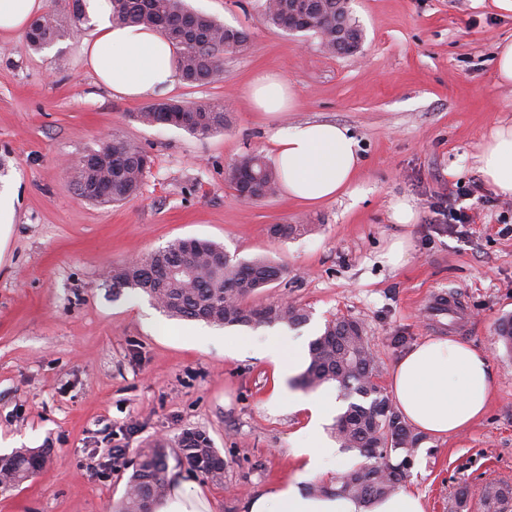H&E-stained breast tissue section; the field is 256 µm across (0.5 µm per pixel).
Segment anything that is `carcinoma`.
I'll use <instances>...</instances> for the list:
<instances>
[{"mask_svg": "<svg viewBox=\"0 0 512 512\" xmlns=\"http://www.w3.org/2000/svg\"><path fill=\"white\" fill-rule=\"evenodd\" d=\"M112 24L143 25L158 29L178 49L180 79L189 84L211 83L223 74L224 54L244 49L249 33L228 27L215 18L191 9L185 0H111ZM307 8L306 25L298 33L320 38L329 32L326 48L348 55L357 52L363 29L351 16L349 0H264L266 21L288 31V18ZM63 17L47 15L32 22L27 33L30 45L41 49L64 37L68 21L81 20V0H62ZM188 108L191 124L186 131L207 137L231 123L230 112L218 101L192 102L168 99L134 113L143 125H169L174 112ZM96 163L88 168L79 162L73 181L79 196L97 203H120L141 188L150 155L139 146L117 139L90 153ZM227 181L239 190L242 179L253 182V196L262 201L273 196L280 176L265 160L253 153L240 156L227 170ZM311 231L309 224H274L269 232L288 238ZM282 267L265 258L234 260L223 246L196 238L178 239L165 248L112 266L106 284L120 290L139 289L172 318L203 321L217 327L258 328L283 324L298 326L309 319L307 310L281 302L254 305L249 299L278 281ZM497 340L512 352V317L500 320ZM376 375L364 326L346 318L330 320L322 334L309 346L308 363L295 385L313 391L325 384L336 385L347 401L334 425L340 446L356 450L366 462L345 471L336 480L334 492L364 503L395 492L405 477L410 458L422 436L412 431L372 378ZM180 458L193 471L214 483L224 482V460L204 431L188 430L179 439ZM43 448H17L0 457V475L21 484L38 472L45 462ZM167 449L156 444L142 448L128 480L123 498L113 512H148L168 491ZM484 512H512V485L490 481L480 489Z\"/></svg>", "mask_w": 512, "mask_h": 512, "instance_id": "cac0c4a2", "label": "carcinoma"}]
</instances>
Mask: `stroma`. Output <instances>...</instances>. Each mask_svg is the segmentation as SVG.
<instances>
[{
    "mask_svg": "<svg viewBox=\"0 0 512 512\" xmlns=\"http://www.w3.org/2000/svg\"><path fill=\"white\" fill-rule=\"evenodd\" d=\"M224 25L245 29L247 48L224 56L222 77L165 95L185 102L230 101L228 129L205 138L170 125L145 126L146 99L117 96L87 70L78 28L40 50L26 32L0 40V198L13 211L0 226V439L48 451L45 466L0 494V512H112L138 449L164 443L169 478L209 497L213 512H240L247 497L290 478L303 412L270 398L288 377L251 348L269 334L308 348L327 321H359L388 392L397 359L419 341L452 336L486 352L492 391L486 413L445 439L423 437L404 486L427 512H449L458 485L512 484V353L496 341L512 315V197L485 184L476 162L500 122L512 123V86L497 83L496 44L512 39V16L491 0H351L365 34L350 56L318 37L268 25L264 0H187ZM292 84L293 112L269 116L245 97L256 73ZM321 120L349 128L362 156L355 199L304 206L276 194L242 205L225 178L246 153L271 155L284 124ZM153 159L138 194L119 204L81 199L69 162L112 137ZM478 185L473 223L449 230L433 208L458 186ZM413 201L417 220L395 224L392 204ZM313 232L270 236L273 224ZM406 237L404 266L383 254ZM208 239L233 258L266 256L283 277L257 295L308 310L307 324L226 329L169 318L147 295L113 296L103 275L133 255L176 239ZM457 295V316H431V293ZM244 349L231 354L224 338ZM206 432L224 459L215 484L178 461L183 431ZM124 451L121 467L108 451Z\"/></svg>",
    "mask_w": 512,
    "mask_h": 512,
    "instance_id": "35a3bbf8",
    "label": "stroma"
}]
</instances>
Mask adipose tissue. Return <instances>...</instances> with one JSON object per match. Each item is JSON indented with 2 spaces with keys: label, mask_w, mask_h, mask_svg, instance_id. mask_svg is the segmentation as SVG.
<instances>
[{
  "label": "adipose tissue",
  "mask_w": 512,
  "mask_h": 512,
  "mask_svg": "<svg viewBox=\"0 0 512 512\" xmlns=\"http://www.w3.org/2000/svg\"><path fill=\"white\" fill-rule=\"evenodd\" d=\"M93 31L82 45L87 69L98 82L122 97L145 98L172 87L176 79V47L157 29L141 25L116 26L110 0H83ZM248 97L262 112L281 114L296 105L293 87L278 75L254 76ZM273 162L288 199L319 204L357 196L361 158L347 127L328 121L279 126L271 136ZM478 170L497 193L512 196V124L497 126L477 156ZM492 375L486 353L447 337L428 338L397 360L389 391L401 417L413 427L445 438L469 426L487 409ZM289 408L308 411L292 455L301 468L292 478L273 483L245 499L242 512H426L422 496L413 489L363 505L338 494L313 495L305 483L325 473L336 455L322 433L331 399L278 391ZM153 512H211L209 501L189 483L171 481Z\"/></svg>",
  "instance_id": "ef3b65f1"
}]
</instances>
